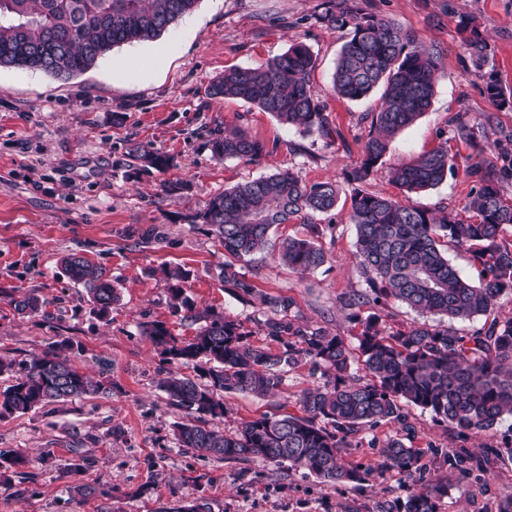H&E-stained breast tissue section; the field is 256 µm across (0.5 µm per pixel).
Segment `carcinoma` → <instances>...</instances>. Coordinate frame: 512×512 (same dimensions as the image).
<instances>
[{"instance_id": "1", "label": "carcinoma", "mask_w": 512, "mask_h": 512, "mask_svg": "<svg viewBox=\"0 0 512 512\" xmlns=\"http://www.w3.org/2000/svg\"><path fill=\"white\" fill-rule=\"evenodd\" d=\"M199 0H0V67L41 70L68 79L92 67L113 48L150 41L190 14ZM315 21L330 29H348L351 38L336 60L332 88L336 96L360 100L381 90L361 146L360 164L347 174L352 185L350 221L356 234V264L364 290L340 298L342 307L374 310L361 321L357 345L322 328L288 317V296L264 298L268 307L259 321L272 348L250 340L243 324L209 310H198L183 296L184 273L163 268L170 288V306L182 319L202 326L190 340L173 336L162 322L144 333L173 363L199 361L191 378L173 372L160 383L173 405L196 415L197 423L178 424L174 436L181 448L225 462L258 461L288 465L336 484L377 481L396 471L418 488L406 497L385 498L375 512H439L448 496V480L424 481L422 459L430 451L441 471L486 482L488 457L512 458V435L495 446L474 451L469 441L494 430L512 416V315L499 317V300L512 296V248L503 242L512 226V200L500 187L512 182V148L486 140L465 174L473 179L464 209L472 222L448 212V207L421 209L407 201L361 189L382 164L393 139L413 126L429 109L442 70V53L396 21L363 8V0H324ZM463 53L470 72L482 78L489 100L506 104V97L486 71L492 50L476 19L460 21ZM316 59L302 41L286 53L253 67L230 68L211 81L207 95L234 98L256 105L279 122L304 133L328 138L337 133L324 115V103L310 75ZM454 138L466 145L476 139L474 126L459 114L452 118ZM218 160L254 161L269 146L242 130L226 131L209 140ZM128 156L142 167L167 169L168 156L139 143ZM456 156L445 147L388 167L389 180L405 193L439 186L456 168ZM341 187L334 180L303 181L291 171L238 184L211 197L196 214L212 227L224 253L242 259L272 251L293 270L315 271L328 260L323 239L336 225L317 224L311 216L336 207ZM301 218L302 234L271 243V228ZM158 227L145 229L135 247L163 242ZM466 250L478 269V281L460 275L448 259V245ZM64 270L84 286L92 311L105 319L120 300L112 280L83 256L74 253ZM224 287L244 299L255 293L245 275L224 264ZM418 313L439 316L436 325L417 324L387 333L380 326L390 301ZM487 322L463 333L460 322ZM302 362L320 373L319 382L303 391L299 413L283 408L240 423L231 432L207 426L205 417L228 413L227 393L273 397L283 384L285 368ZM17 370L14 384L0 390V419L26 413L40 405L91 397L105 390L103 381L79 371L67 348L33 354L17 364L0 358V373ZM428 412L432 421L453 429L459 445L414 447L417 431L407 407ZM381 424L396 425V434L382 445L380 459L350 460L347 449L360 447L356 436ZM27 458L0 448V475L17 472Z\"/></svg>"}]
</instances>
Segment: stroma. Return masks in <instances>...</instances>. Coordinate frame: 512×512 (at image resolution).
Segmentation results:
<instances>
[{"instance_id": "obj_1", "label": "stroma", "mask_w": 512, "mask_h": 512, "mask_svg": "<svg viewBox=\"0 0 512 512\" xmlns=\"http://www.w3.org/2000/svg\"><path fill=\"white\" fill-rule=\"evenodd\" d=\"M322 0H200L159 38L123 45L87 71L63 80L39 70L0 68V357L15 362L68 345L74 366L107 382L106 394L50 403L0 419V448L27 456L23 473L0 482V512H175L193 502L208 512H373L381 496H406L411 480L389 473L377 484L337 485L304 470L258 462L204 459L178 447L175 423L191 417L171 405L159 383L171 366L142 333L160 321L179 338L196 335L169 306L161 268L186 272V294L198 309L240 320L255 343L266 337L258 325L261 296L291 297L300 323L353 340L358 325L340 296L361 290L349 192L316 223L336 227L324 242L328 262L301 274L266 256L241 265L257 298L244 302L224 288V251L193 215L212 196L239 183L292 170L308 182H343L361 160L368 115L379 93L360 100L336 97L332 74L346 30L316 24ZM382 14L443 51V68L430 109L392 141L367 190L401 197L388 179V165L437 147L470 154L455 140L457 113L493 116L491 138L512 140V0H368ZM476 16L492 50V66L510 103L495 106L481 79L468 74L458 24ZM304 41L317 58L311 75L337 137L304 133L281 124L249 103L210 99L206 90L224 69L251 67ZM240 128L270 145L256 161L215 160L210 133ZM142 143L173 157L171 169H136L127 155ZM183 181L187 190L168 195ZM472 182L456 171L433 190L413 194L411 205L447 206L462 212ZM165 233L148 249L133 240L149 225ZM76 253L112 278L120 293L107 318L91 310L82 286L61 268ZM43 300L34 313H19L18 296ZM318 376L311 365L287 371L275 397L231 394L227 416L212 427L234 430L241 421L287 404L296 411L302 392ZM96 458L78 480L102 488L100 496L73 497L64 466L74 451ZM485 487L448 479L440 512H497L512 493V459L490 457Z\"/></svg>"}]
</instances>
